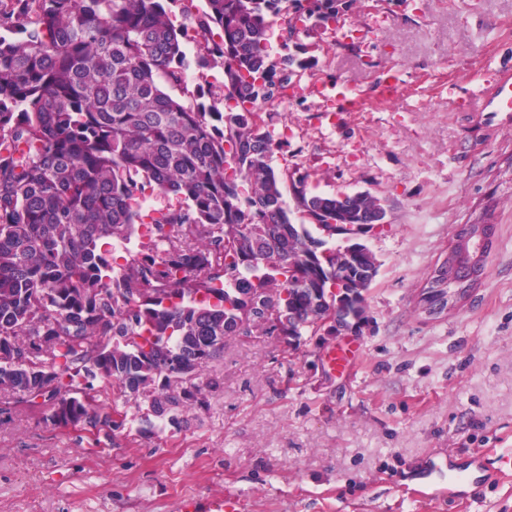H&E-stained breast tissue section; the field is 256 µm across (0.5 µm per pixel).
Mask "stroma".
Masks as SVG:
<instances>
[{"mask_svg": "<svg viewBox=\"0 0 512 512\" xmlns=\"http://www.w3.org/2000/svg\"><path fill=\"white\" fill-rule=\"evenodd\" d=\"M298 41L300 88L264 116L285 142L272 165L384 205L366 326L289 354L276 336L227 337L201 377L217 389L177 427L143 401L99 438L40 409L0 416V512H179L227 493L249 512H512V467L483 484L477 464L512 452V126L463 108L477 75L512 70V0H359ZM315 82L351 85L355 105L334 111ZM462 224L496 227L486 275L428 313ZM347 343L357 356L334 367Z\"/></svg>", "mask_w": 512, "mask_h": 512, "instance_id": "1", "label": "stroma"}]
</instances>
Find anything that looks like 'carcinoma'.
<instances>
[{"label":"carcinoma","instance_id":"cac0c4a2","mask_svg":"<svg viewBox=\"0 0 512 512\" xmlns=\"http://www.w3.org/2000/svg\"><path fill=\"white\" fill-rule=\"evenodd\" d=\"M176 2L0 0V394L56 425L125 428L97 379L180 425L226 337L299 346L370 264L323 229L362 228L381 201L311 194L300 176L295 222L271 165L281 142L255 112L303 67L271 58L274 20L286 45L356 0H206L189 27ZM191 29L197 64L222 68V110L166 90L184 84ZM151 195L176 203L146 210Z\"/></svg>","mask_w":512,"mask_h":512}]
</instances>
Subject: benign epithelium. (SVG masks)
<instances>
[{"label":"benign epithelium","mask_w":512,"mask_h":512,"mask_svg":"<svg viewBox=\"0 0 512 512\" xmlns=\"http://www.w3.org/2000/svg\"><path fill=\"white\" fill-rule=\"evenodd\" d=\"M491 235L488 224H464L454 234L449 246L453 262L448 266V308L460 303L461 292L478 284L485 271L484 247ZM372 277L360 283L357 291L349 292L343 288L333 291L335 305L330 307L329 315L320 321L325 330L336 328V332L358 331L366 321V287Z\"/></svg>","instance_id":"obj_1"}]
</instances>
